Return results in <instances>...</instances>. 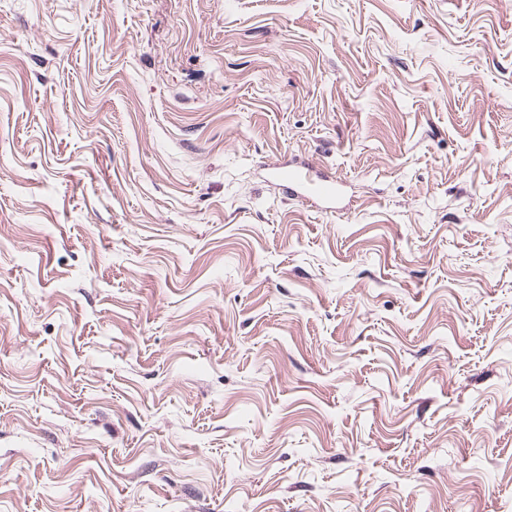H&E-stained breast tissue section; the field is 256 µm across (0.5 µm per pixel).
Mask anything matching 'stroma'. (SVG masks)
Wrapping results in <instances>:
<instances>
[{
    "label": "stroma",
    "instance_id": "stroma-1",
    "mask_svg": "<svg viewBox=\"0 0 512 512\" xmlns=\"http://www.w3.org/2000/svg\"><path fill=\"white\" fill-rule=\"evenodd\" d=\"M0 512H512V0H0ZM309 171L308 164L293 168L292 165L282 163L274 168L273 176L287 189L302 188L305 200L314 206H321L325 212L329 211L340 196V188L333 180L319 177L317 179L309 178Z\"/></svg>",
    "mask_w": 512,
    "mask_h": 512
}]
</instances>
